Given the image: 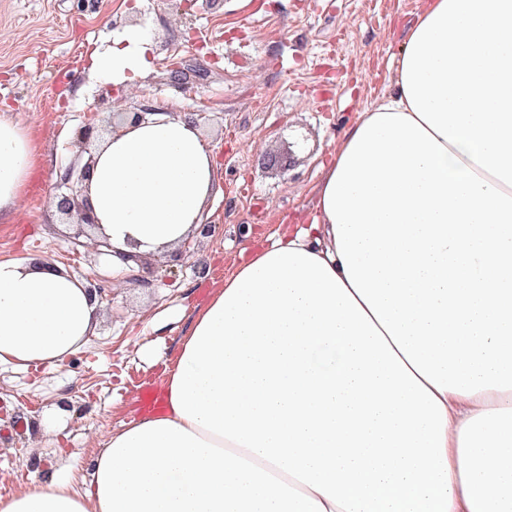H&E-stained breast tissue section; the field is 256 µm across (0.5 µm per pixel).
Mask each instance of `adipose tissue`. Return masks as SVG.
<instances>
[{
	"label": "adipose tissue",
	"instance_id": "ef3b65f1",
	"mask_svg": "<svg viewBox=\"0 0 512 512\" xmlns=\"http://www.w3.org/2000/svg\"><path fill=\"white\" fill-rule=\"evenodd\" d=\"M147 51L130 27L89 68L123 78ZM41 162L1 113V224ZM217 178L185 115L99 138L80 194L113 277L196 236ZM99 312L62 265L0 259V368H62ZM164 374L85 488L0 512H512V0H428L312 213L233 263Z\"/></svg>",
	"mask_w": 512,
	"mask_h": 512
}]
</instances>
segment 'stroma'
I'll return each mask as SVG.
<instances>
[{"label": "stroma", "mask_w": 512, "mask_h": 512, "mask_svg": "<svg viewBox=\"0 0 512 512\" xmlns=\"http://www.w3.org/2000/svg\"><path fill=\"white\" fill-rule=\"evenodd\" d=\"M426 0H0V113L33 129L43 163L18 220L0 223V257L36 256L81 279L108 272L103 256L75 249L48 206L59 173L84 164L77 139L94 112L121 124L142 103L177 99L200 113L221 188L185 259L149 255V286L125 283L103 307L88 345L60 369L0 370V497L51 477L88 476L97 437L130 419L129 400L151 389L195 306L255 237L314 204L320 163L357 112L393 89L404 32ZM150 39L149 71L101 79L86 54L127 26ZM188 70L173 76L172 61ZM292 158L286 168L268 156ZM56 418L31 439L27 423Z\"/></svg>", "instance_id": "1"}]
</instances>
